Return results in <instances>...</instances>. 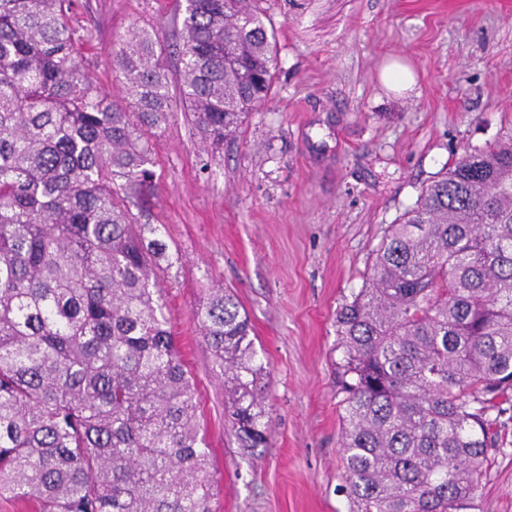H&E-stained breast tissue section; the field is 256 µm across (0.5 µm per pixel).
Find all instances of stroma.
Segmentation results:
<instances>
[{"label":"stroma","instance_id":"35a3bbf8","mask_svg":"<svg viewBox=\"0 0 512 512\" xmlns=\"http://www.w3.org/2000/svg\"><path fill=\"white\" fill-rule=\"evenodd\" d=\"M275 33L265 103L207 147L176 108L150 138L143 203L173 254L159 286L197 390L213 512H350L339 459L343 395L336 311L364 286L371 252L466 148L512 124V0H258ZM186 0H74L91 80L127 98L112 51L156 33L178 95ZM416 74L398 96L378 69ZM226 288L248 314L267 369L269 447L241 448L224 383L192 311ZM475 512H512V425Z\"/></svg>","mask_w":512,"mask_h":512}]
</instances>
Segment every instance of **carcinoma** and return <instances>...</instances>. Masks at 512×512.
<instances>
[{
	"instance_id": "obj_1",
	"label": "carcinoma",
	"mask_w": 512,
	"mask_h": 512,
	"mask_svg": "<svg viewBox=\"0 0 512 512\" xmlns=\"http://www.w3.org/2000/svg\"><path fill=\"white\" fill-rule=\"evenodd\" d=\"M72 0H0V498L35 512H211L209 448L133 199L173 116L157 41L114 56L127 106L86 75ZM180 100L203 142L270 91L254 0H187ZM246 448L271 428L250 325L210 288L192 312ZM341 464L354 512H470L512 422V129L468 148L374 250L336 314Z\"/></svg>"
}]
</instances>
